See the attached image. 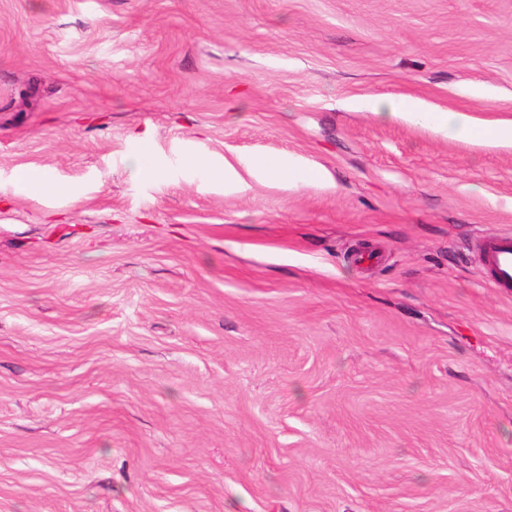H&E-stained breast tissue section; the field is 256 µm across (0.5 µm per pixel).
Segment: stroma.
<instances>
[{"label": "stroma", "instance_id": "obj_1", "mask_svg": "<svg viewBox=\"0 0 512 512\" xmlns=\"http://www.w3.org/2000/svg\"><path fill=\"white\" fill-rule=\"evenodd\" d=\"M377 99L512 120V0H0V512H512V148ZM476 249L482 264L490 273L489 282L501 292L512 288V235L482 238Z\"/></svg>", "mask_w": 512, "mask_h": 512}]
</instances>
